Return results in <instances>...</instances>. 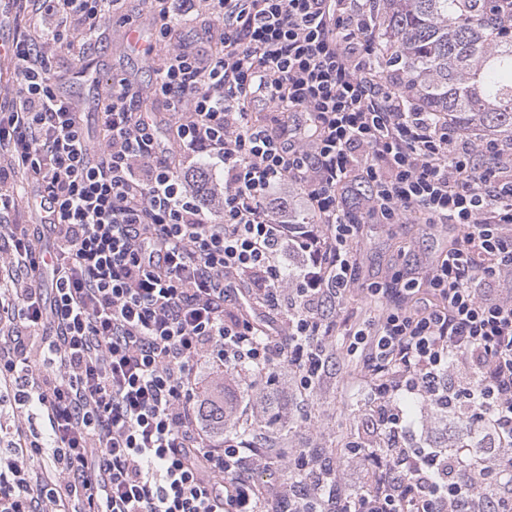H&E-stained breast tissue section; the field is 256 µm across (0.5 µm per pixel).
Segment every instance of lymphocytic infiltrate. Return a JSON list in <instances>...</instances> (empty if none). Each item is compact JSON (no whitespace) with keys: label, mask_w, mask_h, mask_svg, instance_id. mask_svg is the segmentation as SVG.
<instances>
[{"label":"lymphocytic infiltrate","mask_w":512,"mask_h":512,"mask_svg":"<svg viewBox=\"0 0 512 512\" xmlns=\"http://www.w3.org/2000/svg\"><path fill=\"white\" fill-rule=\"evenodd\" d=\"M0 8L14 23L0 57L21 76L0 98V398L12 409L0 512H274L281 483L254 482L245 443L214 447L198 387L210 370L284 361L311 390L334 329L324 307L356 280L365 222L450 224L459 238L425 270L369 285L382 311L351 329L347 352L389 446L349 442L362 485L292 493L288 512H512L498 455L512 446V143L462 135L374 70L373 0H149L166 49L155 94L174 123L161 130L118 78L98 101L95 149L51 59L91 47L123 0ZM199 18L202 56L175 35ZM259 97L270 110L257 116ZM201 170L223 175L217 208L200 196ZM22 172L51 248L8 218ZM355 180L369 192L351 209ZM288 185L302 216L278 195ZM404 392L467 409L482 440L417 447Z\"/></svg>","instance_id":"obj_1"}]
</instances>
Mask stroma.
<instances>
[{
  "mask_svg": "<svg viewBox=\"0 0 512 512\" xmlns=\"http://www.w3.org/2000/svg\"><path fill=\"white\" fill-rule=\"evenodd\" d=\"M125 31L122 23H115L83 57L77 59L62 51L52 61L58 89L84 112L89 139L94 145L98 144L100 134L94 118L95 101L86 95V75H96L102 88L116 75L128 77L141 87L154 80L156 57L145 58L128 49ZM456 237L455 229L448 225H362L357 280L342 308L334 314L338 334L331 339L327 373L305 398L288 400V409L296 416L327 418L330 430L321 441L323 447L343 442L350 435L368 437L373 431L372 410L360 402L363 386L356 379L358 367L354 357L346 353L343 335L350 324L370 311L367 286L384 281L393 271L430 265Z\"/></svg>",
  "mask_w": 512,
  "mask_h": 512,
  "instance_id": "obj_1",
  "label": "stroma"
}]
</instances>
